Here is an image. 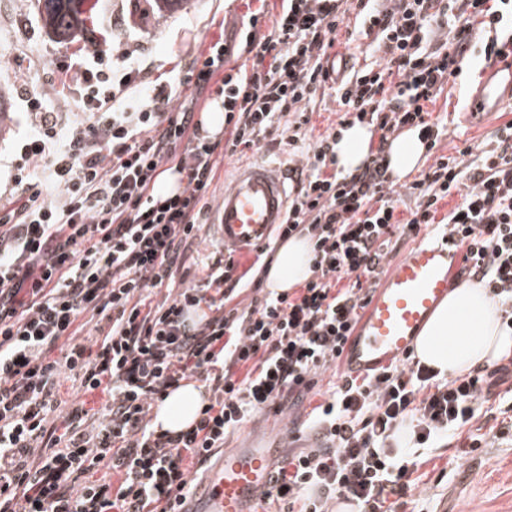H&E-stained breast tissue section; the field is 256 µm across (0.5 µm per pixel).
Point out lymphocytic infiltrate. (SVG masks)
I'll return each instance as SVG.
<instances>
[{"label": "lymphocytic infiltrate", "instance_id": "obj_1", "mask_svg": "<svg viewBox=\"0 0 512 512\" xmlns=\"http://www.w3.org/2000/svg\"><path fill=\"white\" fill-rule=\"evenodd\" d=\"M352 30H345L347 16ZM369 41L367 66L337 70L336 44ZM512 43V0H281L243 15L187 78L127 97L137 72L105 50L81 63L84 91L68 85L24 97L36 128L0 193V512H182L199 473L252 414L311 392L338 366L396 245L440 223L464 251L468 281L495 303L512 336V122L490 142L436 156L406 184L397 214L388 142L417 129L434 153L445 127L430 111L465 61ZM245 65L227 67L231 57ZM122 76H115V68ZM224 100V141L193 123L181 88ZM339 122L315 134L317 104ZM360 123L378 144L363 166L336 170L338 125ZM286 137L302 181L272 237L307 238L311 276L298 290L252 282L247 306L235 260L191 259L210 219L220 159ZM175 162L182 189L153 195ZM455 198L446 214L441 202ZM194 261L196 282L155 301ZM204 310L191 321L190 314ZM512 378V356L447 379L416 356L367 375L341 374L312 411L324 446L289 456L262 498L280 512H398L425 448H481L465 434L479 401ZM208 391L196 419L161 432L153 408L186 380ZM102 393L101 409L86 396Z\"/></svg>", "mask_w": 512, "mask_h": 512}]
</instances>
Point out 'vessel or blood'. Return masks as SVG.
<instances>
[{
	"label": "vessel or blood",
	"mask_w": 512,
	"mask_h": 512,
	"mask_svg": "<svg viewBox=\"0 0 512 512\" xmlns=\"http://www.w3.org/2000/svg\"><path fill=\"white\" fill-rule=\"evenodd\" d=\"M512 105V54L485 60L482 80L468 98L474 124ZM296 183L287 168L262 162L239 166L217 200L212 222L225 250L240 260L264 245L282 223ZM462 258L451 244L421 240L393 263L374 291L341 356L342 372L365 375L414 351L417 338L452 281L462 280ZM280 438L248 436L223 455L191 499V512H258L270 483Z\"/></svg>",
	"instance_id": "b4317fda"
}]
</instances>
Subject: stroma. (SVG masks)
Masks as SVG:
<instances>
[{
    "instance_id": "35a3bbf8",
    "label": "stroma",
    "mask_w": 512,
    "mask_h": 512,
    "mask_svg": "<svg viewBox=\"0 0 512 512\" xmlns=\"http://www.w3.org/2000/svg\"><path fill=\"white\" fill-rule=\"evenodd\" d=\"M260 7L275 16L280 0H184L179 11L164 17L150 0L137 10L129 0H97L94 21L74 41L61 42L45 27L36 0H0V110L8 114L0 124V155L10 156L28 129L21 85L57 82L58 67L65 64L64 76L79 87L72 66L96 46L112 53L134 48L144 62L139 82L163 80L171 70L187 68L210 43L230 35L248 10ZM479 80V67H472L461 81L448 84L445 100L437 101L434 110L446 115L448 128L437 154L452 155L464 143L489 140L490 130L462 116L464 92ZM417 477V490L406 496L400 512H512V436L459 460L451 448L433 449Z\"/></svg>"
}]
</instances>
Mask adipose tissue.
Listing matches in <instances>:
<instances>
[{"label": "adipose tissue", "mask_w": 512, "mask_h": 512, "mask_svg": "<svg viewBox=\"0 0 512 512\" xmlns=\"http://www.w3.org/2000/svg\"><path fill=\"white\" fill-rule=\"evenodd\" d=\"M372 135L367 127L345 128L336 144V168L354 171L370 153ZM425 149L417 130L403 131L390 143L388 159L397 177H405L422 163ZM310 243L293 237L279 245L266 285L286 291L302 285L310 276ZM512 348V336L500 330V314L483 289L463 285L449 292L423 328L416 346L418 359L445 376H456L478 366L490 365ZM201 391L183 383L154 410V424L169 431L187 429L194 421Z\"/></svg>", "instance_id": "obj_1"}]
</instances>
